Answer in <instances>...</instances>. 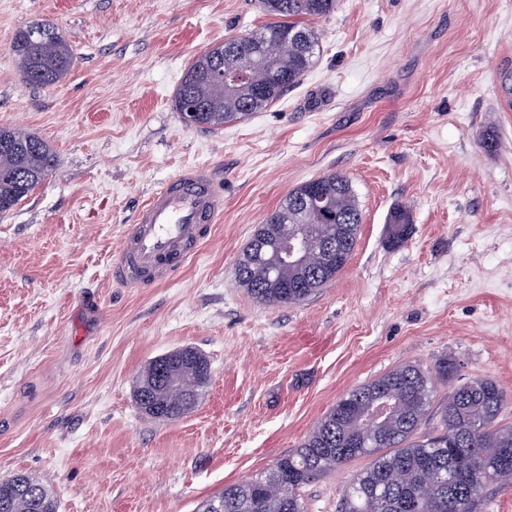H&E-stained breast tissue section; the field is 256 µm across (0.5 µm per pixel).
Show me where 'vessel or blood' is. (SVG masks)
Instances as JSON below:
<instances>
[{
	"mask_svg": "<svg viewBox=\"0 0 512 512\" xmlns=\"http://www.w3.org/2000/svg\"><path fill=\"white\" fill-rule=\"evenodd\" d=\"M224 214L223 179L211 167L183 169L152 192L111 264L114 282L148 288L174 279Z\"/></svg>",
	"mask_w": 512,
	"mask_h": 512,
	"instance_id": "vessel-or-blood-1",
	"label": "vessel or blood"
}]
</instances>
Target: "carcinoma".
Returning a JSON list of instances; mask_svg holds the SVG:
<instances>
[{
    "label": "carcinoma",
    "instance_id": "cac0c4a2",
    "mask_svg": "<svg viewBox=\"0 0 512 512\" xmlns=\"http://www.w3.org/2000/svg\"><path fill=\"white\" fill-rule=\"evenodd\" d=\"M273 21L259 28L271 36L260 45L249 34L230 39L196 56L174 94V106L194 128L219 130L277 102L296 86L314 64L318 39L306 22L331 14L337 0H259ZM288 32L292 48L284 53L273 36ZM10 50L19 62L24 82L38 88L59 83L72 69L68 43L48 23L19 30ZM218 62L236 74L231 83L208 80ZM194 97L204 109L190 112ZM57 166V156L40 137L0 127V212L11 210L41 185ZM302 183L283 199L254 230L236 263L239 284L270 306L296 304L333 280L349 261L357 244L362 214L351 181L329 173L318 178V191L334 217L312 215L318 233L331 237L341 261L332 267L282 266L269 274L270 254L261 243L288 232V220L298 218L296 200ZM208 360L187 358L168 377L148 385L139 409L155 418L178 421L186 415L184 400L199 397L208 382ZM451 378L448 362L429 371L415 364L393 369L350 390L312 428L301 446L279 458L257 476L224 487L203 501L197 512H306L300 490L323 474L357 458L370 456V466L345 489L340 512H478L480 489L512 476V424L497 420L507 397L498 383L478 377L448 391L441 405L442 430L424 438L418 430L429 412L438 383ZM388 394V411L372 431L360 428V418L381 393ZM472 462L482 471L476 482H465L457 471ZM0 512H57L50 488L37 476L17 474L0 480Z\"/></svg>",
    "mask_w": 512,
    "mask_h": 512
}]
</instances>
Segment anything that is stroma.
Segmentation results:
<instances>
[{"label": "stroma", "mask_w": 512, "mask_h": 512, "mask_svg": "<svg viewBox=\"0 0 512 512\" xmlns=\"http://www.w3.org/2000/svg\"><path fill=\"white\" fill-rule=\"evenodd\" d=\"M269 20L257 0H0V127L58 156L0 213V479L44 478L59 512H196L405 364L446 361L453 384L489 377L512 395V0H340L312 21L320 52L280 101L187 127L173 97L193 57ZM43 22L75 57L47 89L10 50ZM188 166L221 172L222 222L173 282H113L139 206ZM330 172L362 210L355 251L305 301L258 302L239 252ZM185 347L210 383L184 418L152 419L137 379ZM367 464L303 487L308 512H339Z\"/></svg>", "instance_id": "1"}]
</instances>
